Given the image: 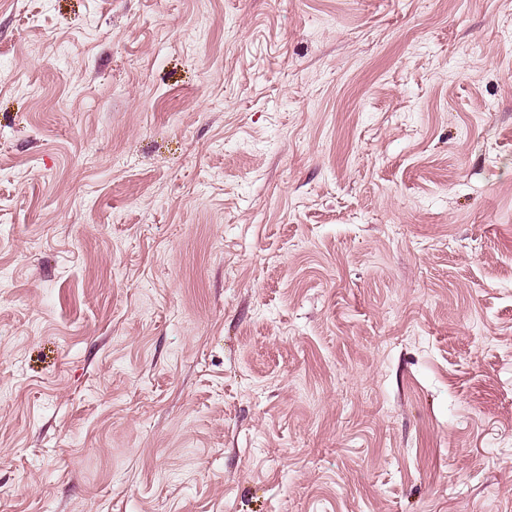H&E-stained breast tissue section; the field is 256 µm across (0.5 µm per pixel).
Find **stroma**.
Masks as SVG:
<instances>
[{"label":"stroma","instance_id":"stroma-1","mask_svg":"<svg viewBox=\"0 0 512 512\" xmlns=\"http://www.w3.org/2000/svg\"><path fill=\"white\" fill-rule=\"evenodd\" d=\"M0 512H512V0H0Z\"/></svg>","mask_w":512,"mask_h":512}]
</instances>
